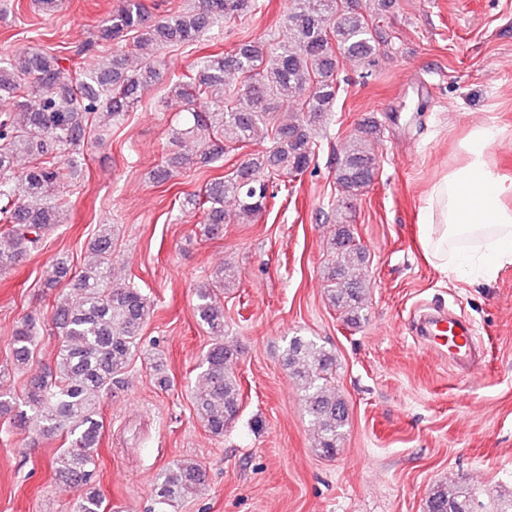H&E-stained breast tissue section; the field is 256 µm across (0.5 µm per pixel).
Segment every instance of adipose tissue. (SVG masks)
Wrapping results in <instances>:
<instances>
[{"mask_svg": "<svg viewBox=\"0 0 512 512\" xmlns=\"http://www.w3.org/2000/svg\"><path fill=\"white\" fill-rule=\"evenodd\" d=\"M500 134L491 123L474 126L460 143L462 162L425 193L419 245L440 273L491 280L512 266V177L487 158L488 145Z\"/></svg>", "mask_w": 512, "mask_h": 512, "instance_id": "ef3b65f1", "label": "adipose tissue"}]
</instances>
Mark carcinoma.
Listing matches in <instances>:
<instances>
[{
  "instance_id": "carcinoma-1",
  "label": "carcinoma",
  "mask_w": 512,
  "mask_h": 512,
  "mask_svg": "<svg viewBox=\"0 0 512 512\" xmlns=\"http://www.w3.org/2000/svg\"><path fill=\"white\" fill-rule=\"evenodd\" d=\"M289 0L285 18L288 40L243 38L230 51L202 55L189 73L166 72L162 53L195 48L219 20H243L260 7L259 0H193V5L165 16L150 13L142 0H118L102 22L98 41L112 42L106 67L84 71L76 81L61 58L39 48L17 50L0 58V99L11 110L0 119V272L39 250L65 223L71 200L60 192L58 164L82 175L77 160L93 122L123 123L156 85L186 109L174 139L191 138L197 150L178 154L169 166L202 164L221 168L229 153L259 139L271 140L263 154H249L226 174L184 195L181 209L201 211V235H219L224 225L251 224L277 194L269 191L275 177H295L314 162L317 137L326 117L336 109L342 89L339 60L368 70L376 65L383 43L380 22L392 0ZM295 102L288 119L281 103ZM374 124L365 135L350 139L336 158L337 229L329 242L331 263L323 271L329 302L344 320L357 324L365 309L366 278L360 273L365 252L355 241L349 218L355 204L373 184L378 160ZM28 164L18 170L19 157ZM230 200L235 211L224 209ZM112 224L99 226L89 249L94 261L80 270L61 256L46 272L44 287L69 288L74 302L61 294L50 312L60 344L55 359L28 378L23 404L0 393V416L14 423L33 422L35 438L62 437L53 459L57 479L65 487L86 485L96 470V449L104 429L101 398L122 383L137 354L152 301L140 289L112 280L115 247ZM233 275L221 268L196 289L199 324L213 336L202 355V380L191 392L196 418L214 436L224 435L241 407V385L234 368L238 351L224 343V306L220 292ZM15 364L34 360L37 340L33 319L23 320L10 337ZM284 363L302 392L304 409L317 435L316 450L333 456L348 425V407L331 385L335 356L317 342L293 337ZM206 471L191 459L178 460L155 478L149 512H178L179 506L206 484ZM105 499L94 488L74 505V512H105ZM473 488L465 483L434 487L425 512H475Z\"/></svg>"
}]
</instances>
